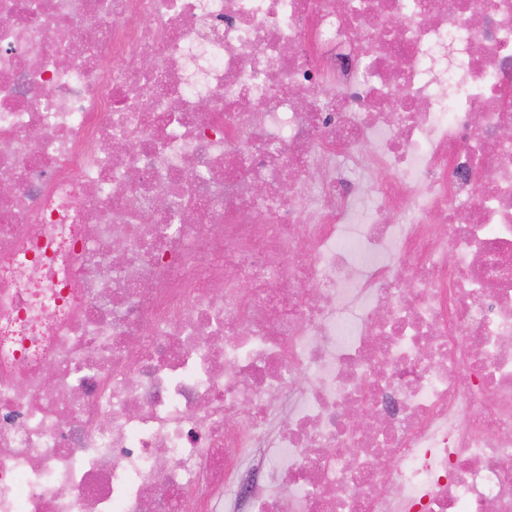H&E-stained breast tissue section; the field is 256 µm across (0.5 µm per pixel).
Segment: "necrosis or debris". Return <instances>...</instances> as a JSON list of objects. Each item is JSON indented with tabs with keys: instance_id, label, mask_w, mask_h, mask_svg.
Listing matches in <instances>:
<instances>
[{
	"instance_id": "necrosis-or-debris-1",
	"label": "necrosis or debris",
	"mask_w": 512,
	"mask_h": 512,
	"mask_svg": "<svg viewBox=\"0 0 512 512\" xmlns=\"http://www.w3.org/2000/svg\"><path fill=\"white\" fill-rule=\"evenodd\" d=\"M507 126L512 0H0V512H512Z\"/></svg>"
}]
</instances>
